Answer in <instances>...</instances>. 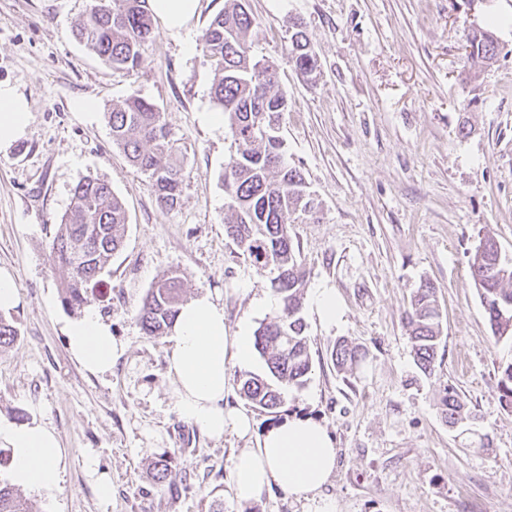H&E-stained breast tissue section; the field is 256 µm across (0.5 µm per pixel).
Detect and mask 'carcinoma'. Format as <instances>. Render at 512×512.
<instances>
[{
  "label": "carcinoma",
  "instance_id": "carcinoma-1",
  "mask_svg": "<svg viewBox=\"0 0 512 512\" xmlns=\"http://www.w3.org/2000/svg\"><path fill=\"white\" fill-rule=\"evenodd\" d=\"M258 25L238 0H224L203 30L201 43L215 71L213 101L224 112V124L236 150L225 168L223 182L232 211L225 224L232 239L259 271L274 274L270 283L279 299L280 312L255 332V348L265 362L263 375L242 374L240 394L253 407L274 413L285 403V392L301 388L312 371L306 324L301 316L306 272L289 226L312 215L318 203L308 190L302 172L288 163L279 134L280 118L288 111V96L279 88L276 66L254 52ZM154 15L148 0H90L89 8L73 34L116 71L130 72L139 64L142 50L154 36ZM499 44L494 33L474 27L468 34L467 58L494 63ZM288 56L299 72L311 75L318 59L299 20L292 23ZM112 142L129 162L148 174L157 202L172 209L179 202L184 178L182 150L171 139L163 112L153 102L131 97L112 105L107 113ZM127 216L111 185L97 177L78 181L68 210L56 225L49 249L55 264L67 269L61 284L63 301L75 306L102 282L112 257L123 244ZM470 274L488 317L493 337L512 332V266L500 261L491 237L479 239L470 260ZM183 305L182 284L175 274L160 278L145 294L137 318L150 336L171 329ZM406 323L414 361L423 374H432L441 340L440 309L436 289L420 283L409 302ZM13 318L0 314V349L17 340ZM333 365L356 370L366 351L346 340L329 350ZM499 400L512 408V362L501 366ZM441 414L448 426L465 419L463 398L445 389ZM0 512H30L15 488L0 479Z\"/></svg>",
  "mask_w": 512,
  "mask_h": 512
}]
</instances>
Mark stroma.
<instances>
[{
    "instance_id": "stroma-1",
    "label": "stroma",
    "mask_w": 512,
    "mask_h": 512,
    "mask_svg": "<svg viewBox=\"0 0 512 512\" xmlns=\"http://www.w3.org/2000/svg\"><path fill=\"white\" fill-rule=\"evenodd\" d=\"M89 0H0V83L30 106L26 136L0 152V269L17 285L9 309L17 341L0 350V420L52 428L64 453L58 489L22 490L32 512H512V409L499 402V364L512 337L493 339L469 258L483 236L512 265V0H246L258 24L256 54L273 61L288 93L282 136L288 159L317 197L316 216L291 225L307 273L303 317L313 368L290 390L284 413L324 424L336 441V473L316 501L273 488L240 502L231 461L277 422L251 410L252 437H208L182 419L168 371L169 336L137 319L147 290L177 272L185 299L212 296L230 334L257 330L277 308L257 272L224 234L223 184L234 146L216 111L214 71L201 35L224 0H199L179 34L156 25L136 71H112L75 40ZM303 21L319 60L301 75L288 57V23ZM498 38L493 65L468 61L470 23ZM138 96L156 103L184 152L179 204L157 203L147 175L112 141L106 114ZM96 112H78V101ZM468 135H459L460 127ZM108 181L128 215L124 245L83 306L66 307L64 269L49 243L72 190ZM433 282L442 314L439 363L416 367L402 322L420 281ZM332 288L342 315L322 323L318 289ZM97 310L125 350L94 374L77 362L65 326ZM338 339L368 353L357 370L329 357ZM474 418L441 416L445 386ZM172 458L157 484L153 462ZM112 479L101 502L88 459Z\"/></svg>"
}]
</instances>
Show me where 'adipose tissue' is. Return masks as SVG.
I'll use <instances>...</instances> for the list:
<instances>
[{"mask_svg":"<svg viewBox=\"0 0 512 512\" xmlns=\"http://www.w3.org/2000/svg\"><path fill=\"white\" fill-rule=\"evenodd\" d=\"M31 120L26 99L0 83V151L23 138ZM70 352L86 369L106 372L122 352L110 326L96 310L66 326ZM253 341L247 329L232 336L224 308L211 296L184 304L174 323L168 368L176 385L180 416L209 436L226 433L245 437L252 432L246 411L225 407L228 367L249 363ZM0 447L10 452V478L22 488L51 491L61 481L62 449L55 432L41 423L17 425L0 421ZM336 471L335 441L325 426L292 413L261 437L256 447L238 453L229 488L235 499L250 501L265 489L279 487L295 499L318 493Z\"/></svg>","mask_w":512,"mask_h":512,"instance_id":"adipose-tissue-1","label":"adipose tissue"}]
</instances>
